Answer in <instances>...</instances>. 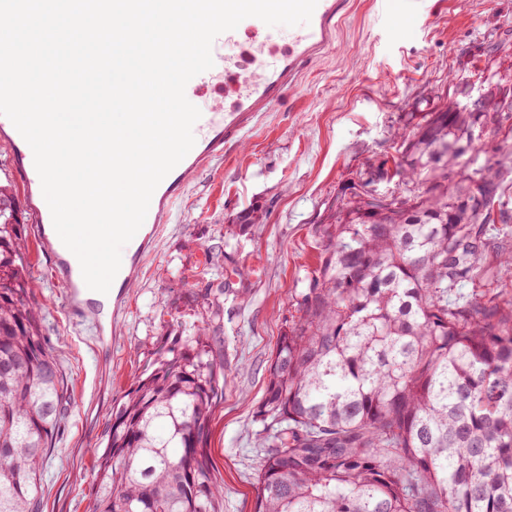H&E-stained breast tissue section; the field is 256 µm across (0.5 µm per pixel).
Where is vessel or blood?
<instances>
[{"label":"vessel or blood","mask_w":512,"mask_h":512,"mask_svg":"<svg viewBox=\"0 0 512 512\" xmlns=\"http://www.w3.org/2000/svg\"><path fill=\"white\" fill-rule=\"evenodd\" d=\"M344 4L345 0H318L309 23L293 27H271L249 17L236 29L215 38L213 67L193 77L186 91L197 95L206 87L220 86L232 101L228 106L202 111L193 127L195 144L154 191L146 219L129 243L130 259L121 265L114 287H127L140 272L144 255L159 236L163 215L186 190L188 175L222 159L228 147L252 131L264 113L284 102L304 71L333 48ZM0 145L11 153L24 193L39 188L41 181L31 148L11 121L1 115ZM28 207L37 242L52 259L70 313L84 317L90 299L80 266L56 233L47 203L30 200Z\"/></svg>","instance_id":"obj_1"}]
</instances>
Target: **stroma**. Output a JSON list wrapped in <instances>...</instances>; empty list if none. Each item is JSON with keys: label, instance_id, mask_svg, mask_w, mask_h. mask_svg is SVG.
<instances>
[{"label": "stroma", "instance_id": "35a3bbf8", "mask_svg": "<svg viewBox=\"0 0 512 512\" xmlns=\"http://www.w3.org/2000/svg\"><path fill=\"white\" fill-rule=\"evenodd\" d=\"M351 2L335 47L287 101L213 169L189 176L141 275L121 293L111 336L96 334L93 317L72 318L49 256L27 236L43 334L71 391L42 477V512H87L114 401L160 350L193 333L210 287L220 307L210 342L224 364L210 456L224 512H255L252 412L277 338L299 315L296 296L319 264L316 230L328 207L394 145L407 113L436 104L449 70L470 75L469 56L512 40V0H402L397 20L373 0ZM252 211L259 223L245 224Z\"/></svg>", "mask_w": 512, "mask_h": 512}]
</instances>
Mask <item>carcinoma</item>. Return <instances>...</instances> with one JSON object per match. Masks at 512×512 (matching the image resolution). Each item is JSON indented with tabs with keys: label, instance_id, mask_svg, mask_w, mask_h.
<instances>
[{
	"label": "carcinoma",
	"instance_id": "cac0c4a2",
	"mask_svg": "<svg viewBox=\"0 0 512 512\" xmlns=\"http://www.w3.org/2000/svg\"><path fill=\"white\" fill-rule=\"evenodd\" d=\"M488 84L512 55L483 52ZM492 121L452 99L407 113L402 207L355 190L318 227L320 264L281 332L254 410L255 512H512V299L467 295L512 244V167L479 161ZM481 198L456 205L471 184ZM18 198L0 185V512H42L68 386L44 341ZM210 321L159 355L112 410L89 512H224L209 453L224 396Z\"/></svg>",
	"mask_w": 512,
	"mask_h": 512
}]
</instances>
